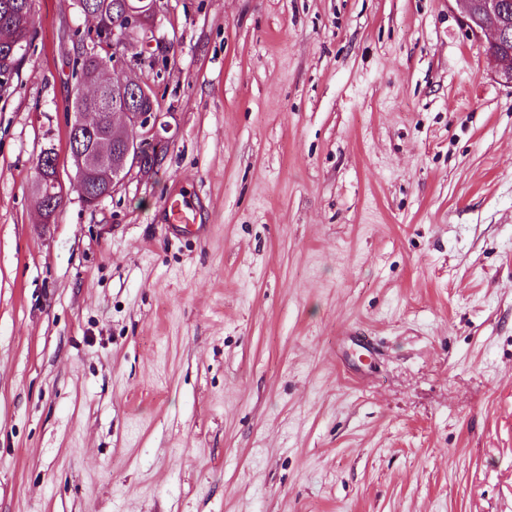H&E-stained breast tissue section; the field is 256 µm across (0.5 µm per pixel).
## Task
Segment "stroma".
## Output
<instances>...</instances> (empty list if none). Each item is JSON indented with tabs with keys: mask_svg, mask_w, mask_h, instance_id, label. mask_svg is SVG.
Segmentation results:
<instances>
[{
	"mask_svg": "<svg viewBox=\"0 0 512 512\" xmlns=\"http://www.w3.org/2000/svg\"><path fill=\"white\" fill-rule=\"evenodd\" d=\"M0 100V512H512V87L448 0H165L157 172L35 206L73 0ZM191 194L202 232L169 224Z\"/></svg>",
	"mask_w": 512,
	"mask_h": 512,
	"instance_id": "obj_1",
	"label": "stroma"
}]
</instances>
